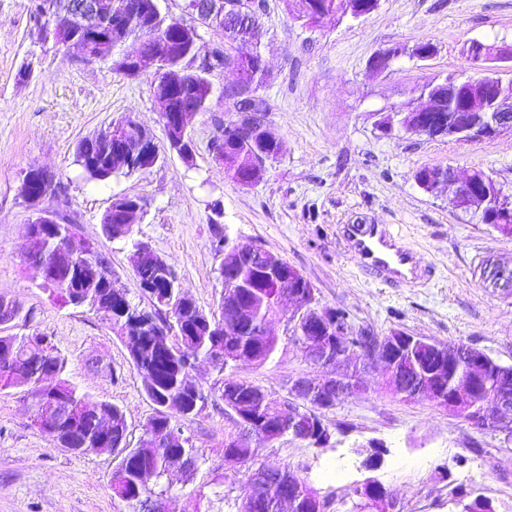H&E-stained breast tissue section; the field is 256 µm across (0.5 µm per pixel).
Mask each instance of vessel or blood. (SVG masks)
<instances>
[{"label": "vessel or blood", "instance_id": "1", "mask_svg": "<svg viewBox=\"0 0 512 512\" xmlns=\"http://www.w3.org/2000/svg\"><path fill=\"white\" fill-rule=\"evenodd\" d=\"M344 246L364 271L382 282L413 286L425 277V267L403 236L388 224H345Z\"/></svg>", "mask_w": 512, "mask_h": 512}]
</instances>
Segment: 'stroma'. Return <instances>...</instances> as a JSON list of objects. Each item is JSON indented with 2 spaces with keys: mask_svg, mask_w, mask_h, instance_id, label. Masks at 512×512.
Instances as JSON below:
<instances>
[{
  "mask_svg": "<svg viewBox=\"0 0 512 512\" xmlns=\"http://www.w3.org/2000/svg\"><path fill=\"white\" fill-rule=\"evenodd\" d=\"M33 0H0V295L19 307L6 324L12 334L52 336L65 359L63 376L94 399L118 406L127 444L137 447L155 406L128 352L102 314L65 305L36 287L24 262L32 210L20 182L37 165L61 181L44 205L80 240L95 244L129 297L148 307L133 272L130 243L108 238L101 219L120 196L138 199L143 216L135 237L175 272L205 313L216 311L223 289L220 243L257 246L288 262L310 281L322 304L347 311L356 325L384 336L399 330L440 342H464L512 365V295L484 287L479 266L488 256L512 259V238L455 210L451 192L425 191L424 167L458 173L483 169L512 193V131L462 143L409 134L383 136L380 113L410 97L411 88L468 72L471 43L512 45V0H380L376 11L341 23L309 25L293 15L292 0H254L269 78L258 95L284 152L257 184L242 187L215 159L214 142L236 115L224 88L231 69L209 78L207 111L192 121L194 160L176 155L151 168L90 184L74 164L77 144L130 116L165 145L149 77L114 74L109 64L78 50L42 43L31 29ZM426 40L438 52L427 61L400 57L382 73L371 59ZM393 225L434 269L412 288H390L364 273L339 237L343 224ZM279 343L263 365L237 362V379L286 397L298 378L317 380L313 365L286 322L273 324ZM362 388L322 419L326 448L284 437L253 440L257 462L290 466L319 496L342 503L367 479L382 483L398 512H456L463 489L512 512V446L434 403L400 401L384 371H360ZM26 386L0 389V512H127L110 487L120 457L78 455L58 447L33 422ZM204 462L193 480L172 472L176 512H226L227 501L250 492L242 469L226 464L224 440L237 434L222 401L198 415L177 416ZM383 443L378 466L367 467L365 445Z\"/></svg>",
  "mask_w": 512,
  "mask_h": 512,
  "instance_id": "stroma-1",
  "label": "stroma"
}]
</instances>
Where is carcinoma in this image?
Segmentation results:
<instances>
[{
    "label": "carcinoma",
    "instance_id": "carcinoma-1",
    "mask_svg": "<svg viewBox=\"0 0 512 512\" xmlns=\"http://www.w3.org/2000/svg\"><path fill=\"white\" fill-rule=\"evenodd\" d=\"M219 0L215 9L205 14L201 21L210 27L221 39V45L213 49L214 67L222 68L235 64L248 53L249 41L238 29V21L226 17L224 3ZM321 6V21H338L356 12L371 10L366 0H317ZM116 9L127 10L136 15V21L129 28H119L112 24V18L101 21V28L109 38V44H122L135 38L147 39V46L161 52L160 74L152 75V93L163 89L164 79L169 75H180V84L172 106L180 111L204 112L209 108L213 95V85L208 75L193 66L194 47L180 41V20L162 12L158 0H113ZM404 103L380 117L379 124L400 128L406 122ZM154 142L153 136L144 131L138 137L120 147L112 142L109 129L105 128L82 139L76 148L74 163L81 170L84 180L102 182L118 175H130L142 170L138 158L139 145ZM224 169L236 183L246 186L248 179L257 168L275 162L283 152L282 142L265 139L255 130L241 131L235 121L224 123L223 143ZM122 212L117 203L103 214L101 224L108 238L120 232ZM63 238L52 243L40 239L34 243L27 266L33 271L43 259L60 258L61 271L50 280H40L38 287L50 288L57 299L69 304V295H81V305L94 308L101 301L117 303L124 308L110 320L111 329L120 338L129 357L144 380L147 397L156 406L155 415L147 422L143 438L135 448L126 444V429L123 412L109 402L99 401L81 393L74 385L62 378L64 358L50 336L14 334L0 335V388L35 385L43 380L62 395L58 400L52 396L34 403L33 421L42 428L48 419L60 423V431L51 436L60 447L76 454L103 452L110 448L121 456L113 470L110 485L116 497L125 502L129 512H143L144 505L153 498H162L167 504L166 512H175L176 495L167 482L173 469L182 472L190 479L194 476L201 456L192 442L184 438L180 445L172 448L163 443L162 433L172 427L171 416L164 411L167 402L179 403L178 413L200 414L208 401L219 398L224 401V410L247 409L255 423L263 428L269 423H277L271 416L272 408L264 402V395L258 394L259 387L238 381L234 378L232 365L222 359L214 361V367L222 374L221 383L207 390L200 389L191 395L188 390L194 379L192 372L196 361L213 357L215 344L231 345L239 357L259 366L269 360L277 349L274 336L260 334L261 325L279 304L282 289L278 288L275 276L265 272L252 259H242L232 271L225 272L229 279L242 278L248 282L266 279L264 288L247 290L251 308L254 310V324H243L225 333L224 318L238 300L240 289L224 288L218 302V313H204L194 301L186 299L177 288L170 287L174 273L158 280L154 266L148 262L138 264L134 269L137 279L154 285L152 291H142L150 301L152 309L146 310L128 297L125 289L116 288L107 277L90 271L82 262L70 267V261L62 259ZM481 279L486 285L509 291L512 289V266L498 260L485 259L480 265ZM469 345L458 342V352L452 367L437 366L433 344L430 340L417 336L415 344L402 355L403 375L392 388L401 400L415 402L430 399L427 393L429 371L437 369L442 392L451 393L455 387L471 376L468 362ZM501 364L493 361L483 371V383L479 393L473 396L470 406L477 413L487 403L501 397L512 402V383H500ZM321 407L307 394L296 396V401L288 404V415L298 414L303 422L313 419L322 421ZM249 428H240L243 445L240 448L224 449V460L234 463L249 472V479L260 473L268 474L266 489L257 498L247 497L240 503H233L234 512H307L304 508L309 494V485L301 477L294 475L288 467L266 463L253 468L254 457L250 441L246 440ZM148 468L152 477L142 478V469Z\"/></svg>",
    "mask_w": 512,
    "mask_h": 512
}]
</instances>
